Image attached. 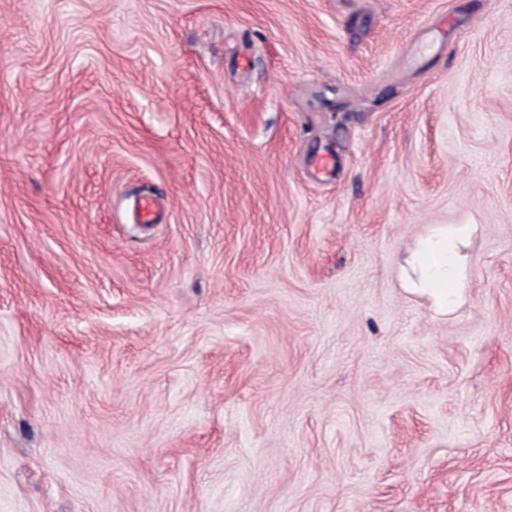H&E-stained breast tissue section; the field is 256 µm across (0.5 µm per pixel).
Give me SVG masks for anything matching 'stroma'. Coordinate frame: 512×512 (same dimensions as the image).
I'll return each instance as SVG.
<instances>
[{
	"mask_svg": "<svg viewBox=\"0 0 512 512\" xmlns=\"http://www.w3.org/2000/svg\"><path fill=\"white\" fill-rule=\"evenodd\" d=\"M0 512H512V0H0ZM474 224H439L412 249L405 290L425 298L435 314L446 316L467 302V270L461 253L476 232Z\"/></svg>",
	"mask_w": 512,
	"mask_h": 512,
	"instance_id": "obj_1",
	"label": "stroma"
}]
</instances>
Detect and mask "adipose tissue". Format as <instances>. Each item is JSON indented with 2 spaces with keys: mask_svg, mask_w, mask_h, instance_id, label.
Returning a JSON list of instances; mask_svg holds the SVG:
<instances>
[{
  "mask_svg": "<svg viewBox=\"0 0 512 512\" xmlns=\"http://www.w3.org/2000/svg\"><path fill=\"white\" fill-rule=\"evenodd\" d=\"M473 224H441L420 237L412 249L405 290L425 298L435 314L445 316L467 301V270L461 253L476 232Z\"/></svg>",
  "mask_w": 512,
  "mask_h": 512,
  "instance_id": "1",
  "label": "adipose tissue"
}]
</instances>
